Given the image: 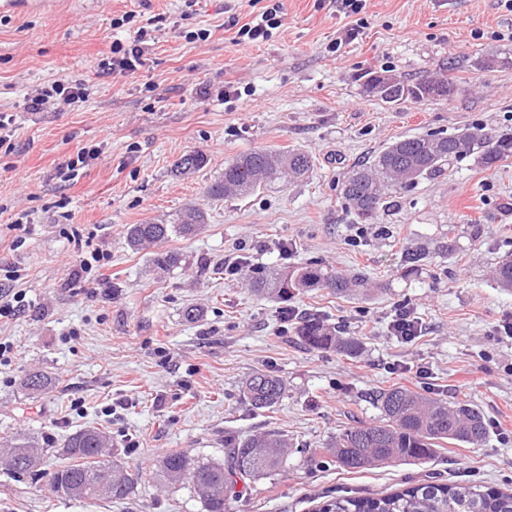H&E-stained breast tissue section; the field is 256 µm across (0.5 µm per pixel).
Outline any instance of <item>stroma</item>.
I'll return each instance as SVG.
<instances>
[{
  "mask_svg": "<svg viewBox=\"0 0 512 512\" xmlns=\"http://www.w3.org/2000/svg\"><path fill=\"white\" fill-rule=\"evenodd\" d=\"M280 27L236 44L249 0H70L54 14L0 17V114L12 117V150L0 149V292L25 295L0 340L23 355L0 367V448L30 436L49 444L37 478L0 465V512H203L189 490L146 479L173 450L223 457L224 437L287 434L282 471L256 480L227 512H318L345 494L380 496L424 481L481 482L512 490V290L493 279L512 254V158L485 169L453 161L393 195L371 224L355 221L338 187L352 166L393 141L477 125L512 127V67L476 70V59L512 56V11L502 0H279ZM145 31L143 64L103 69L113 44ZM455 61L453 94L390 105L361 77L389 70L408 80ZM63 79L85 88L80 107L30 112L25 96ZM240 98L225 99V88ZM97 159L62 174L84 148ZM300 148L309 177L246 198L209 199L224 165L256 149ZM203 153L193 177L172 172ZM202 207L208 222L168 250L180 267L156 269L125 243L127 225ZM426 257L405 275L407 252ZM102 254L92 271L82 262ZM283 269L313 261L361 276L352 295L310 290L283 301L228 281L225 262ZM202 312L182 317L185 306ZM295 311L284 321L283 308ZM420 321L413 341L392 336L399 307ZM316 317L362 344L353 358L308 348L298 329ZM283 377L276 407L252 409L242 387L254 372ZM54 380L44 394L25 375ZM405 386L479 407V446L446 442L423 461L345 470L327 456L331 436L380 412L371 392ZM96 426L136 478L125 500L75 501L49 489L64 439ZM206 162V157L198 152L182 155L173 165L174 175L177 177H189L202 169Z\"/></svg>",
  "mask_w": 512,
  "mask_h": 512,
  "instance_id": "stroma-1",
  "label": "stroma"
}]
</instances>
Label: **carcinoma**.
<instances>
[{"label":"carcinoma","instance_id":"obj_1","mask_svg":"<svg viewBox=\"0 0 512 512\" xmlns=\"http://www.w3.org/2000/svg\"><path fill=\"white\" fill-rule=\"evenodd\" d=\"M512 67L511 58L490 56L474 62L479 71ZM383 80L377 98L389 104L421 102L452 94V82L435 83L422 76L405 81L388 71L366 74L363 88ZM476 155L478 162L491 168L512 157V128L476 126L447 136L442 132L404 137L392 142L369 162L353 168L341 183L340 194L350 212L360 223L373 221L390 194L412 187L424 176L440 171L452 160ZM198 152L181 156L173 165L174 175L188 177L206 165ZM313 167V158L299 149L244 152L224 165V175L209 185L212 199L248 196L258 188L281 179H300ZM206 224L205 212L195 206L180 211L171 219L126 228V244L136 252H151L156 268L169 271L179 267L178 253L162 249L172 236L195 237ZM243 278L261 292L276 288L288 299L295 289L329 288L344 293L362 285L359 278L326 271L316 263L285 268L270 278L264 269L248 266ZM501 288H512V256L495 269ZM300 336L316 350H333L348 357L357 355L360 343L349 336H339L316 319L303 320ZM22 387L48 391L51 377L32 372ZM286 390L285 381L269 372L259 371L246 381L242 396L255 410L279 404ZM374 402L380 417L372 423L344 428L332 437L326 452L345 469H368L381 465L420 461L429 458L441 441L478 445L487 437L482 412L467 401L448 403L403 386L378 391ZM225 458L202 460L184 451L163 455L157 462L156 475L171 485L194 491L202 500L204 512H225L233 487L246 481L281 471L289 448L288 435L269 432L259 436L224 437ZM45 451L34 439H17L9 449L7 470L15 475L35 476ZM67 463L52 475V492L74 500H122L134 492V482L124 473L121 460L109 452V438L95 426H86L68 436L60 449ZM109 487L106 493L101 492ZM322 512H512V493H504L481 484L448 485L426 481L382 497L339 495L327 501Z\"/></svg>","mask_w":512,"mask_h":512}]
</instances>
